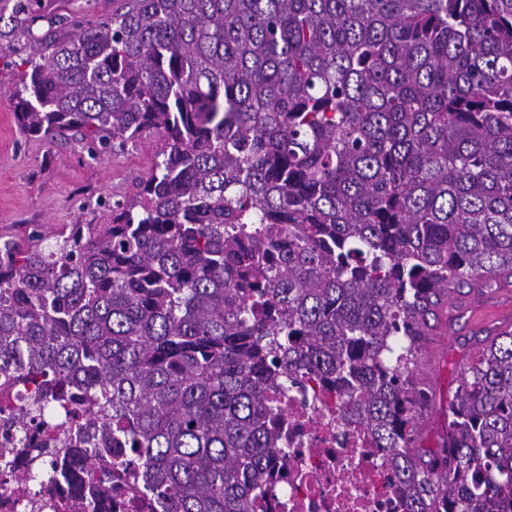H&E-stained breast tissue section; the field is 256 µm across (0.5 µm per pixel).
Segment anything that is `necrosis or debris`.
<instances>
[{"mask_svg": "<svg viewBox=\"0 0 512 512\" xmlns=\"http://www.w3.org/2000/svg\"><path fill=\"white\" fill-rule=\"evenodd\" d=\"M285 415L288 454L273 456L255 512H399L388 461L341 417L334 394L291 389Z\"/></svg>", "mask_w": 512, "mask_h": 512, "instance_id": "obj_1", "label": "necrosis or debris"}]
</instances>
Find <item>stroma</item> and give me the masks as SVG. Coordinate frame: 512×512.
Segmentation results:
<instances>
[{
  "label": "stroma",
  "mask_w": 512,
  "mask_h": 512,
  "mask_svg": "<svg viewBox=\"0 0 512 512\" xmlns=\"http://www.w3.org/2000/svg\"><path fill=\"white\" fill-rule=\"evenodd\" d=\"M12 60L9 66L0 60V236L18 240L35 226L59 231L69 224L109 223L111 212L99 206V199L128 192L132 179L150 164L154 143L94 159L82 143L27 136L13 110L21 57ZM511 294L512 277L500 278L495 293H471L448 304L434 322L416 366L430 397L419 420L421 447L436 446L465 360L487 335L512 329V319L505 317L474 326L471 304Z\"/></svg>",
  "instance_id": "1"
}]
</instances>
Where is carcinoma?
I'll use <instances>...</instances> for the list:
<instances>
[{
    "label": "carcinoma",
    "instance_id": "carcinoma-1",
    "mask_svg": "<svg viewBox=\"0 0 512 512\" xmlns=\"http://www.w3.org/2000/svg\"><path fill=\"white\" fill-rule=\"evenodd\" d=\"M124 2L0 0L27 135L160 144L112 223L0 241V469L24 454L91 512L116 467L158 512H251L271 393L316 376L404 512L512 497V332L464 364L435 449L413 381L448 292L512 276V0ZM51 2V8L46 13L51 12L61 6L59 13L72 16H91L100 15L112 11V8L118 6L121 0H44ZM113 1V2H112Z\"/></svg>",
    "mask_w": 512,
    "mask_h": 512
}]
</instances>
